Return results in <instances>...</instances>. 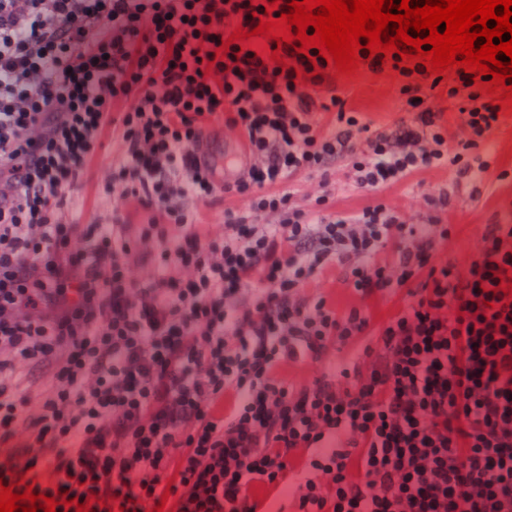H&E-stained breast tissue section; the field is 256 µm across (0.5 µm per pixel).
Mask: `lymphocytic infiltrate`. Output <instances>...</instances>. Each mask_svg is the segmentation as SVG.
Here are the masks:
<instances>
[{
  "label": "lymphocytic infiltrate",
  "instance_id": "1",
  "mask_svg": "<svg viewBox=\"0 0 512 512\" xmlns=\"http://www.w3.org/2000/svg\"><path fill=\"white\" fill-rule=\"evenodd\" d=\"M264 11L0 0V480L56 512H512V224L448 261L442 219L481 193L498 108L362 50L407 112L372 126L317 49L231 42ZM217 128L250 155L221 187L196 152ZM107 133L108 219L84 224ZM334 169L375 204L333 208ZM71 198L75 202V209L82 223L97 224L103 221L105 211L102 209L101 196L96 195V190L89 178L75 188Z\"/></svg>",
  "mask_w": 512,
  "mask_h": 512
}]
</instances>
